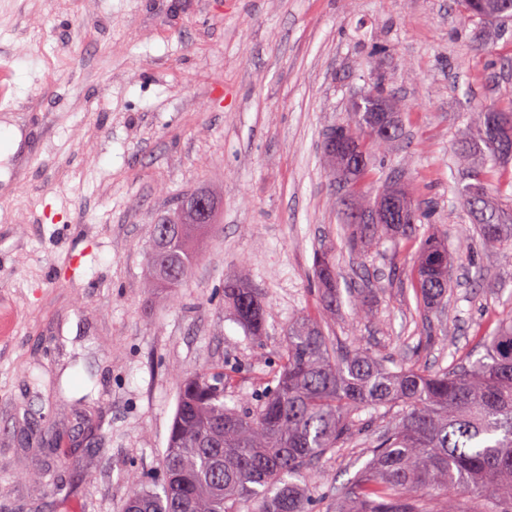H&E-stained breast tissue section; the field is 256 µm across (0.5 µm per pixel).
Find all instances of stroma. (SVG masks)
<instances>
[{
  "instance_id": "obj_1",
  "label": "stroma",
  "mask_w": 512,
  "mask_h": 512,
  "mask_svg": "<svg viewBox=\"0 0 512 512\" xmlns=\"http://www.w3.org/2000/svg\"><path fill=\"white\" fill-rule=\"evenodd\" d=\"M376 80L403 110L376 179L408 185L457 261L429 315L411 248H347L321 153ZM0 86V122L23 135L0 159V512H68L53 489L74 472L82 512H124L128 473L161 479L180 377L223 366L225 404L258 406L298 317L389 367L446 368L512 314V263L455 194L475 167L460 155L472 113L512 98V20L458 0H0ZM195 192L215 199L200 259L176 296L150 294L153 226ZM322 248L341 294L367 289V314L345 299L322 312ZM239 273L267 303L264 336L224 302ZM31 427L62 437L66 465L24 442ZM384 428L361 412L318 461L312 512H336Z\"/></svg>"
}]
</instances>
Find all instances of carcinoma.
<instances>
[{
  "label": "carcinoma",
  "instance_id": "cac0c4a2",
  "mask_svg": "<svg viewBox=\"0 0 512 512\" xmlns=\"http://www.w3.org/2000/svg\"><path fill=\"white\" fill-rule=\"evenodd\" d=\"M393 112L385 91L362 102L344 126L353 140L324 152L348 191L343 224L352 248L387 239L421 238L411 269L416 299L427 310L444 304L450 277L426 275L434 256L448 261V228L420 234L419 208L401 186L386 187L362 202L372 179L375 154L402 135L374 131L379 113ZM512 138V100L478 114L468 146L496 165L457 186L485 242L512 260V155L499 149ZM386 203L394 217L376 224ZM165 237H153L151 284L175 294L192 272L194 239L206 225L187 201L172 217ZM322 309L340 298L331 256L315 257ZM224 300L235 320L254 336L265 331L259 293L244 279L224 284ZM478 357L459 366L392 370L362 344L334 346L317 319L288 325L282 362L271 387L251 412L224 404V369L210 368L181 380L176 409L161 460V490L141 488L127 477L126 512H309L305 483L313 465L356 432L355 415L371 410L388 419L372 457L339 497V512H512V317L483 337Z\"/></svg>",
  "mask_w": 512,
  "mask_h": 512
}]
</instances>
